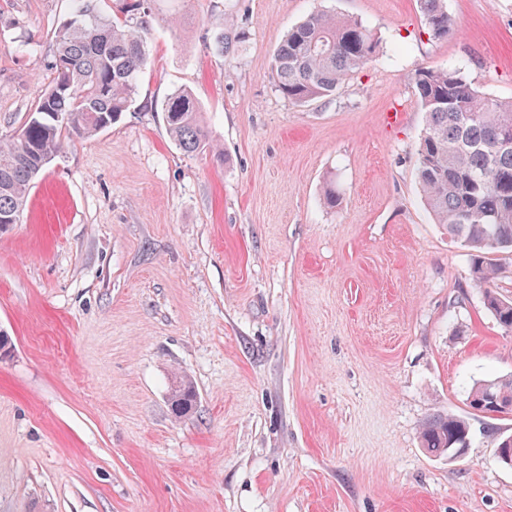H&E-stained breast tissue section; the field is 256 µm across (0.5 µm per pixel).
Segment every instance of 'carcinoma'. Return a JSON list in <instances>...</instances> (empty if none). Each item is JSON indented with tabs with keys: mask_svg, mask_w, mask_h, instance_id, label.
Masks as SVG:
<instances>
[{
	"mask_svg": "<svg viewBox=\"0 0 512 512\" xmlns=\"http://www.w3.org/2000/svg\"><path fill=\"white\" fill-rule=\"evenodd\" d=\"M75 11L55 31L51 81L21 126L0 132V233L5 219L21 216L34 181L65 142L89 139L115 123L132 105L147 64L151 25L149 0H74ZM428 34L443 39L460 22L444 0H419ZM379 50L373 30L358 19L313 13L292 28L274 51L270 78L289 102L306 105L335 99L346 80L361 72ZM414 95L426 115L416 157L427 209L448 235L471 251L472 276L483 288V305L498 325L512 332V299L497 291V256L512 253V99L485 96L459 68H421ZM170 134L180 149H214L200 106L177 89L162 103ZM191 382L170 394L174 417L196 404ZM512 404V375L475 383L470 409L494 416ZM468 418L437 414L420 432L422 447L447 455L470 444Z\"/></svg>",
	"mask_w": 512,
	"mask_h": 512,
	"instance_id": "cac0c4a2",
	"label": "carcinoma"
}]
</instances>
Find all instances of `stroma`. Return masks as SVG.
I'll return each instance as SVG.
<instances>
[{"instance_id": "obj_1", "label": "stroma", "mask_w": 512, "mask_h": 512, "mask_svg": "<svg viewBox=\"0 0 512 512\" xmlns=\"http://www.w3.org/2000/svg\"><path fill=\"white\" fill-rule=\"evenodd\" d=\"M446 5L461 27L434 40L418 0H150L132 106L67 143L0 236V512H512L483 420L463 457L420 442L512 374V332L421 200L412 89L457 67L512 98V0ZM71 8L0 0V132L43 94ZM314 11L361 19L380 49L301 107L270 64ZM180 87L223 159L170 136ZM181 378L198 398L177 419Z\"/></svg>"}]
</instances>
